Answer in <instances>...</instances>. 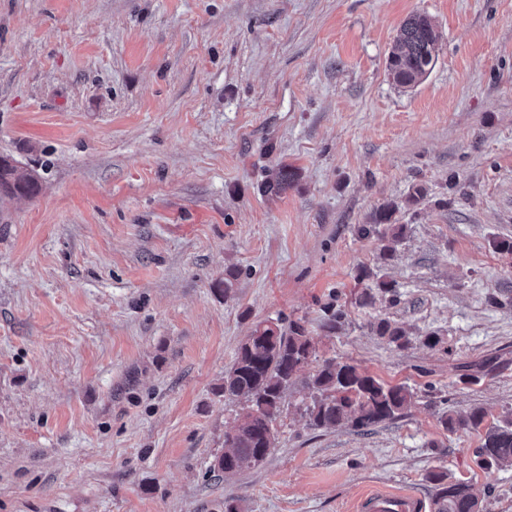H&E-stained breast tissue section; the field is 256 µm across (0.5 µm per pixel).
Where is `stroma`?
Segmentation results:
<instances>
[{
    "label": "stroma",
    "mask_w": 512,
    "mask_h": 512,
    "mask_svg": "<svg viewBox=\"0 0 512 512\" xmlns=\"http://www.w3.org/2000/svg\"><path fill=\"white\" fill-rule=\"evenodd\" d=\"M415 12L440 39L403 88ZM0 156L41 185L0 208V512H347L369 488L431 502L438 472L512 512V468L472 455L512 415V0H0ZM280 164L297 182L263 194ZM387 204L384 260L358 228ZM363 267L396 298L357 305ZM279 317L315 355L266 459L214 476L246 405L218 387ZM334 357L412 404L311 428ZM476 407L481 429L439 422ZM438 38L431 19L424 14H413L403 21L388 57V72L396 84L409 87L430 73Z\"/></svg>",
    "instance_id": "stroma-1"
}]
</instances>
